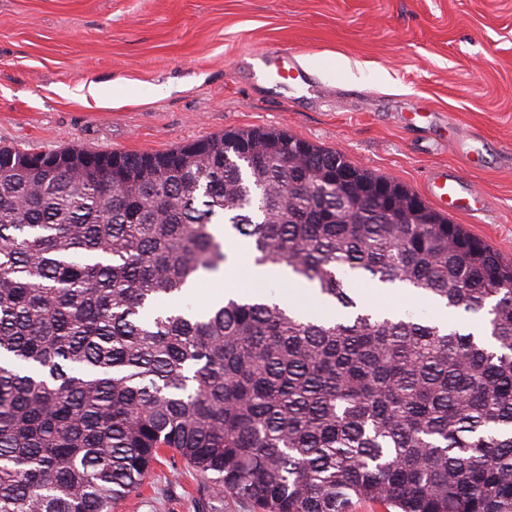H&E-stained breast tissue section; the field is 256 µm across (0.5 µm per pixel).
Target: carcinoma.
<instances>
[{"label": "carcinoma", "instance_id": "carcinoma-1", "mask_svg": "<svg viewBox=\"0 0 512 512\" xmlns=\"http://www.w3.org/2000/svg\"><path fill=\"white\" fill-rule=\"evenodd\" d=\"M239 236L318 310L194 309ZM358 280L483 329L367 312ZM163 448L262 512H512V261L282 129L0 147V512H112Z\"/></svg>", "mask_w": 512, "mask_h": 512}]
</instances>
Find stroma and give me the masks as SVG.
Instances as JSON below:
<instances>
[{"label": "stroma", "instance_id": "35a3bbf8", "mask_svg": "<svg viewBox=\"0 0 512 512\" xmlns=\"http://www.w3.org/2000/svg\"><path fill=\"white\" fill-rule=\"evenodd\" d=\"M268 49L310 68L318 97L254 79ZM251 128L419 195L457 167L489 204L452 221L512 259V0H0V147L152 152ZM112 512L256 508L167 451Z\"/></svg>", "mask_w": 512, "mask_h": 512}]
</instances>
